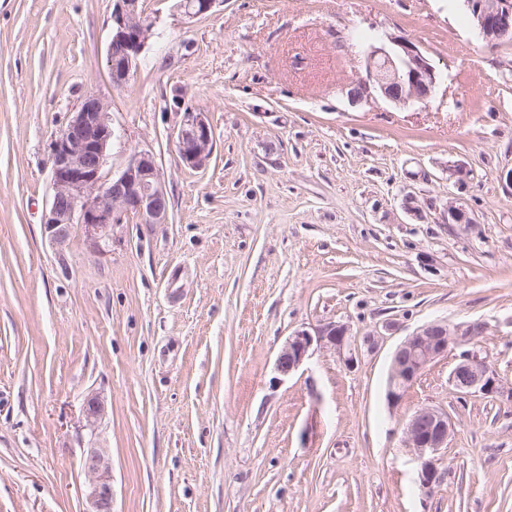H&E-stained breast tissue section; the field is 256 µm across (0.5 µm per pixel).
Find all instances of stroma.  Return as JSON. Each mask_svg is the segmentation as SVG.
I'll return each instance as SVG.
<instances>
[{
  "mask_svg": "<svg viewBox=\"0 0 512 512\" xmlns=\"http://www.w3.org/2000/svg\"><path fill=\"white\" fill-rule=\"evenodd\" d=\"M114 5L0 0V512H91L92 447L112 512H512V401L459 398L451 356L386 397L392 352L434 320L485 323L512 383V44L462 0H223L190 21L142 0L154 36L117 90ZM393 37L434 66L427 102L351 97ZM90 89L110 103L106 173L153 153L169 220L57 246L49 144ZM190 110L214 130L198 169L176 148ZM331 321L356 367L315 346L280 374L288 336ZM425 405L454 427L430 492L402 442ZM85 467L92 477L89 498L97 508L91 512H112L111 470L101 450L91 448Z\"/></svg>",
  "mask_w": 512,
  "mask_h": 512,
  "instance_id": "stroma-1",
  "label": "stroma"
}]
</instances>
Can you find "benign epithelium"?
<instances>
[{"mask_svg": "<svg viewBox=\"0 0 512 512\" xmlns=\"http://www.w3.org/2000/svg\"><path fill=\"white\" fill-rule=\"evenodd\" d=\"M219 2L180 0L178 8L183 17L193 19L210 13ZM463 2L486 41L496 45L505 42L506 33L512 29V0ZM152 29L140 0H116L106 51L114 88H123L137 70ZM436 86L437 74L429 59L412 42L395 37L387 45L369 48L366 79L353 88L352 94L361 97L374 91L398 106H408L430 99ZM113 137L108 101L95 91L86 92L66 127L49 146L52 195L43 224L50 242L65 243L77 227L95 242L122 214L136 216L141 224L168 222V194L152 153L135 151L118 175L109 178L105 174ZM213 139V128L205 113L185 112L176 132L181 162L195 169L206 165ZM485 329L483 322L450 325L446 321L430 322L416 329L392 356L387 378L389 403L398 405L430 364L456 350L459 354L450 371L449 384L457 394L494 395L512 401V385L499 379L475 347L476 338ZM315 342L333 349L349 369L357 362L349 326L330 322L288 336L277 358L278 370L284 375L297 370ZM452 430L448 411L436 406L420 407L405 423L403 443L420 463L419 483L425 490L443 480L438 454L448 447ZM85 467L92 477L89 498L96 506L95 512H112L111 470L101 450H90Z\"/></svg>", "mask_w": 512, "mask_h": 512, "instance_id": "1", "label": "benign epithelium"}]
</instances>
